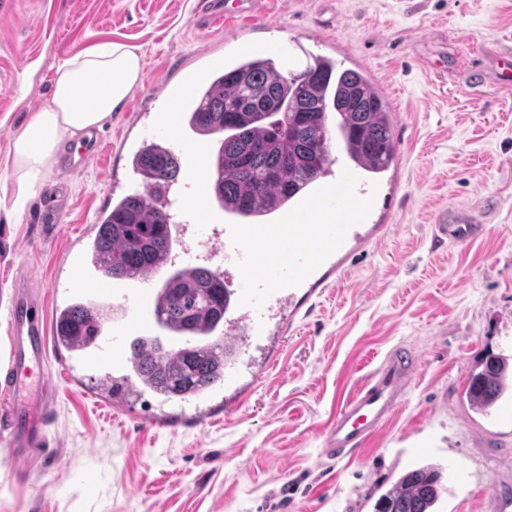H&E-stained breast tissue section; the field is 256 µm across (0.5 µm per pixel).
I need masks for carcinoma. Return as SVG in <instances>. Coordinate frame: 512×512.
Wrapping results in <instances>:
<instances>
[{
  "instance_id": "1",
  "label": "carcinoma",
  "mask_w": 512,
  "mask_h": 512,
  "mask_svg": "<svg viewBox=\"0 0 512 512\" xmlns=\"http://www.w3.org/2000/svg\"><path fill=\"white\" fill-rule=\"evenodd\" d=\"M332 114L351 161L369 160L373 174L391 167L397 145L385 103L363 72L325 56L298 72L265 54L243 56L194 92L183 121L200 135H224L212 159L213 196L256 223L265 217L256 205H280L326 171ZM132 167L142 190L112 202L86 247L91 265L106 276L133 278L169 247L160 188L175 180L176 159L149 143L134 154ZM161 313L164 331L195 337V347L166 351L154 337L138 339L133 370L164 400L206 392L224 375V342L214 337L224 322V282L205 268L177 267L164 280ZM109 317L90 298L71 304L56 317L58 342L85 340ZM508 374L507 358H487L470 376V407L490 410L509 390ZM442 479V466L419 463L377 498L373 512H435Z\"/></svg>"
}]
</instances>
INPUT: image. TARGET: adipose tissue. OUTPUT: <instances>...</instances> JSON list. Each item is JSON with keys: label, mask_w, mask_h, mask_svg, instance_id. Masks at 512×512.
I'll return each instance as SVG.
<instances>
[{"label": "adipose tissue", "mask_w": 512, "mask_h": 512, "mask_svg": "<svg viewBox=\"0 0 512 512\" xmlns=\"http://www.w3.org/2000/svg\"><path fill=\"white\" fill-rule=\"evenodd\" d=\"M143 68L141 54L112 42L58 63L49 102L29 116L13 139L9 179L16 184L15 207H24L42 186L62 148L111 117L140 81Z\"/></svg>", "instance_id": "1"}]
</instances>
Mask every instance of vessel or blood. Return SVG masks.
Returning a JSON list of instances; mask_svg holds the SVG:
<instances>
[{"label": "vessel or blood", "instance_id": "b4317fda", "mask_svg": "<svg viewBox=\"0 0 512 512\" xmlns=\"http://www.w3.org/2000/svg\"><path fill=\"white\" fill-rule=\"evenodd\" d=\"M216 18L258 14L263 0H206ZM497 78L512 86V47L498 45L491 52ZM169 96V108L155 121L148 138L165 147H176L188 176L182 185H167L164 214L174 241L182 238L208 243L224 258L218 274L224 281V412L235 413L245 399L240 355L251 344L271 341L292 325L304 306L345 273L349 263L368 245L382 242L391 227L372 222L368 202L375 185L359 165L346 166L340 179L322 174L296 194L289 204L277 207L274 223L227 224L209 219L193 221L191 201L210 186V155L200 141L174 145L181 122V94L159 85ZM482 228L440 214L433 226L436 241L458 243L475 240ZM200 256L181 246L158 255L135 279L122 287L109 276L84 280L82 292L99 303H113L120 310L112 324L99 328L89 343L72 344L80 360L97 368L118 372L128 369L132 341L157 323L160 301L156 276L178 262L196 266ZM9 357L0 373V413L6 417L15 460L27 459L45 446L51 424L53 391L44 371L54 347L40 293L18 283L8 317ZM415 360L397 349L336 414L323 435L322 454L341 459L360 449L375 435L408 393Z\"/></svg>", "mask_w": 512, "mask_h": 512}]
</instances>
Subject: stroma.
Listing matches in <instances>:
<instances>
[{
  "mask_svg": "<svg viewBox=\"0 0 512 512\" xmlns=\"http://www.w3.org/2000/svg\"><path fill=\"white\" fill-rule=\"evenodd\" d=\"M0 10V172L14 136L49 99L62 57L112 41L138 48L144 75L100 131L109 148L44 189L59 194L53 223L40 199L13 211L0 194V367L19 277L48 290L50 309L70 280L63 252L82 251L105 206L140 183L129 156L163 98L161 79L201 86L241 46L278 45L303 70L328 55L373 76L385 91L397 142L379 176L390 236L358 257L337 287L281 337L282 352L245 378L231 419L183 418L146 427L161 410L150 391L111 414L94 390L100 373L76 365L71 384L56 359L45 448L2 467L0 512H373L378 495L422 460L446 469L436 512H496L512 497V424L474 412L469 377L487 355L512 356V90L475 60L512 37V0H265L261 16L207 26L202 0H6ZM463 210L483 234L436 242L443 210ZM418 360L409 393L353 456H322L344 400L396 348Z\"/></svg>",
  "mask_w": 512,
  "mask_h": 512,
  "instance_id": "35a3bbf8",
  "label": "stroma"
}]
</instances>
